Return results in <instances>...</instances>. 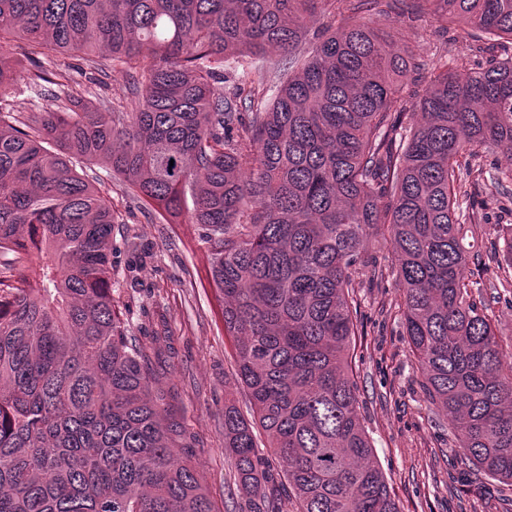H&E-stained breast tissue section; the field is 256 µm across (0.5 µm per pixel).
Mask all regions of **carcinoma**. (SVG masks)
Here are the masks:
<instances>
[{
	"instance_id": "carcinoma-1",
	"label": "carcinoma",
	"mask_w": 512,
	"mask_h": 512,
	"mask_svg": "<svg viewBox=\"0 0 512 512\" xmlns=\"http://www.w3.org/2000/svg\"><path fill=\"white\" fill-rule=\"evenodd\" d=\"M395 2L0 0V93L19 73L15 43L30 79L65 93L52 112L0 105V512H214L113 309L112 205L75 160L105 161L166 223L201 226L251 403L249 420L224 396L251 512H282L267 507L257 429L299 512H399L348 363L374 237L425 391L464 460L512 487V354L476 301L459 203L485 175L478 150L512 174V57L466 68L442 55L423 75L373 26ZM412 2L443 31L512 41V0ZM327 12L352 23L307 39ZM50 53L125 66L135 111L89 109L67 70L42 65Z\"/></svg>"
}]
</instances>
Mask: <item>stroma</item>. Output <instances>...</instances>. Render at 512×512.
<instances>
[{
  "label": "stroma",
  "mask_w": 512,
  "mask_h": 512,
  "mask_svg": "<svg viewBox=\"0 0 512 512\" xmlns=\"http://www.w3.org/2000/svg\"><path fill=\"white\" fill-rule=\"evenodd\" d=\"M403 43L424 66L440 54L467 64L501 55V48L478 31L452 27L438 34L432 15L419 13L398 24ZM70 73L94 108L111 101L113 110L134 111L137 97L127 70L113 65L102 80L78 56ZM5 100L16 112L57 109L45 88L20 78ZM78 172L97 177L112 203V298L130 336L147 355L153 388L166 394L170 414L184 430L180 460L195 468L215 512H247L248 495L230 475L224 447V392L239 390L233 339L225 335L215 291L206 280V257L186 224L161 223L154 211L135 201L104 164L79 162ZM460 203L475 213L470 226L469 266L498 273L493 259L502 227L512 224V180L498 189L470 184ZM369 268L355 280L357 320L353 381L364 425L399 512H512V487L468 468L457 448L445 409L426 396L423 378L400 322V287L394 275L372 279L371 267L388 268L386 249L367 257ZM483 310L503 349L512 348V292L483 289Z\"/></svg>",
  "instance_id": "obj_1"
}]
</instances>
